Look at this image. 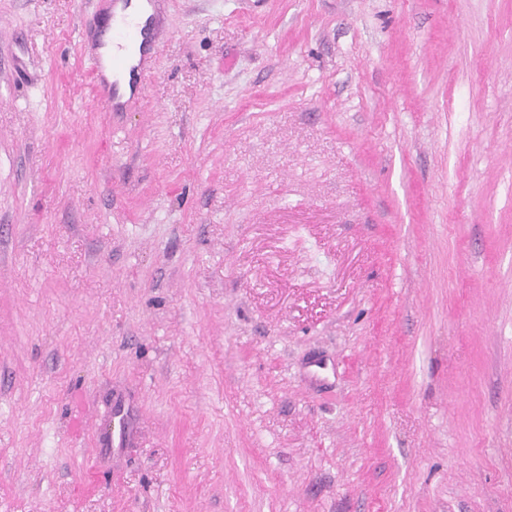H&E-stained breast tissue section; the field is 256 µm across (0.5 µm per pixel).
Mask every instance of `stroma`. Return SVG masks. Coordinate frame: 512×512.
I'll use <instances>...</instances> for the list:
<instances>
[{
    "label": "stroma",
    "mask_w": 512,
    "mask_h": 512,
    "mask_svg": "<svg viewBox=\"0 0 512 512\" xmlns=\"http://www.w3.org/2000/svg\"><path fill=\"white\" fill-rule=\"evenodd\" d=\"M0 0V512H512V0ZM117 1H124L126 4L129 0H113L112 4ZM154 13L153 6L147 2V0H132L125 10L121 9V5L116 10L114 22L112 24H118L121 19L140 21L141 24H145L147 19ZM148 24L140 26L139 23L134 21H124L119 28L114 31L113 38L111 34H106L102 39V46L99 48V52L102 54L106 61L111 59V68H107L106 75L112 81L113 73L124 71L130 62L131 53L138 48L140 52V58L138 51L134 54L133 63L136 64L138 59L139 62L136 66H132L130 73L134 76L141 75L145 77L146 73L150 70L149 57L147 56V47L150 42L153 45L155 39L150 34V28ZM112 43L116 48V52L112 55ZM151 45V46H152ZM82 54L91 62V71L95 76L96 85V99L99 107L104 112H120L125 109L131 102V99H135L137 88L132 93L128 100L121 102L117 95V81L120 94L128 96L130 73L129 70L122 72L119 75H115L112 85L104 77V64L101 54L95 52L94 47L88 46L84 40H82ZM112 57V58H111Z\"/></svg>",
    "instance_id": "obj_1"
}]
</instances>
